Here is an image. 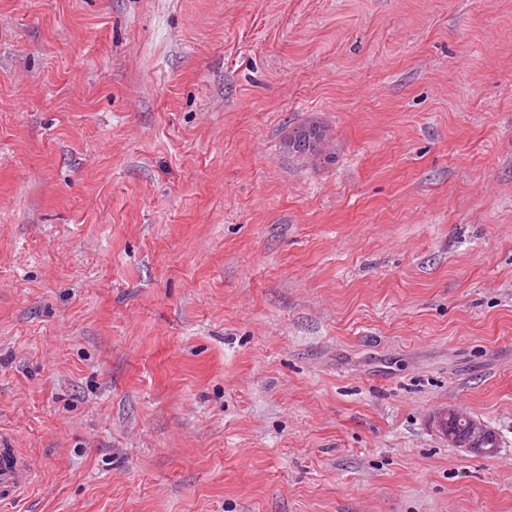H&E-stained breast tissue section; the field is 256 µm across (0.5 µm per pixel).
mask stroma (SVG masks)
Segmentation results:
<instances>
[{"label":"stroma","instance_id":"stroma-1","mask_svg":"<svg viewBox=\"0 0 512 512\" xmlns=\"http://www.w3.org/2000/svg\"><path fill=\"white\" fill-rule=\"evenodd\" d=\"M0 436V512H512V0H0ZM327 134L319 125L304 123L296 127L288 136L287 148L294 155H322L321 147ZM450 418L460 420L464 432L460 433L447 427ZM435 428L443 439L452 447L464 448L468 452L480 455H491L497 452V448H481L494 434L490 427L481 419L464 415L457 410L448 409L441 412L433 420ZM40 469L21 448H14L0 437V502L15 504L27 498L38 484Z\"/></svg>","mask_w":512,"mask_h":512}]
</instances>
